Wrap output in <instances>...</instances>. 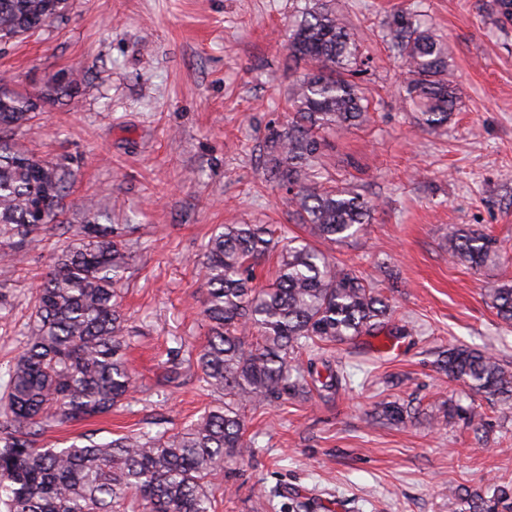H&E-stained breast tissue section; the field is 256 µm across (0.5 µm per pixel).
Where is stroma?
<instances>
[{
    "label": "stroma",
    "instance_id": "obj_1",
    "mask_svg": "<svg viewBox=\"0 0 512 512\" xmlns=\"http://www.w3.org/2000/svg\"><path fill=\"white\" fill-rule=\"evenodd\" d=\"M498 0H341L368 59L357 78L372 98L368 126L327 137L318 164L374 205L344 243L317 241L337 263L379 284L394 322L327 355L350 382L319 394L261 403L246 413L252 457L213 488L215 512H464L455 491L485 492L512 478V409L449 381L442 351L465 344L512 367V327L488 305L487 283L512 264L478 271L448 259V229L493 235L512 255V24ZM305 0H67L33 36L0 44V82L42 99L21 139L69 164L68 218L108 214L131 227L134 261L120 297L132 331L137 388L112 413L53 427L46 445L83 434L111 439L174 433L214 404L189 357L206 342L199 257L220 224L288 225L307 236L283 191L268 181L263 142L284 120L308 69L288 57V27ZM420 14L451 49L462 90L448 125L420 124L396 88L403 79L385 33L394 16ZM63 72L80 77L52 94ZM52 231L23 263L0 251V387L23 346L34 288L55 248ZM177 382H168L171 367ZM410 407L405 423L380 419V403ZM480 407L476 431L447 418L449 401Z\"/></svg>",
    "mask_w": 512,
    "mask_h": 512
}]
</instances>
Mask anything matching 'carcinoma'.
<instances>
[{
    "instance_id": "obj_1",
    "label": "carcinoma",
    "mask_w": 512,
    "mask_h": 512,
    "mask_svg": "<svg viewBox=\"0 0 512 512\" xmlns=\"http://www.w3.org/2000/svg\"><path fill=\"white\" fill-rule=\"evenodd\" d=\"M331 2L308 0L290 31L289 54L310 68L288 97V122L269 129L264 148L267 177L287 191L311 236L336 243L369 223L372 206L351 187L324 185L314 166L326 135L361 127L370 103L356 81L365 65L360 46ZM65 3L0 0V43L51 23ZM386 39L405 74L400 97L416 106L423 125L448 124L460 99L448 46L413 15L395 17ZM37 107L32 97L0 88V250L19 258L60 221L70 176L64 163L39 158L19 141ZM124 231L96 214L84 218L76 242L56 254L38 285L31 330L0 392V512H123L130 498L134 512H213V481L254 453L246 411L313 391L333 398L348 376L324 357L326 346L369 336L394 313L375 283L309 242L266 224H224L200 258L208 332L196 356L199 382L222 401L171 435L142 431L40 446L48 428L108 414L135 387L118 295L134 258ZM271 254L278 256L275 278L259 288L255 268ZM448 255L473 270L501 258L490 235L466 228L448 232ZM486 296L512 325V280ZM439 368L512 409V369L493 355L457 347ZM462 412L483 427L481 412L448 404V418ZM381 416L399 422L409 414L390 401ZM460 499L466 512H512V484Z\"/></svg>"
}]
</instances>
